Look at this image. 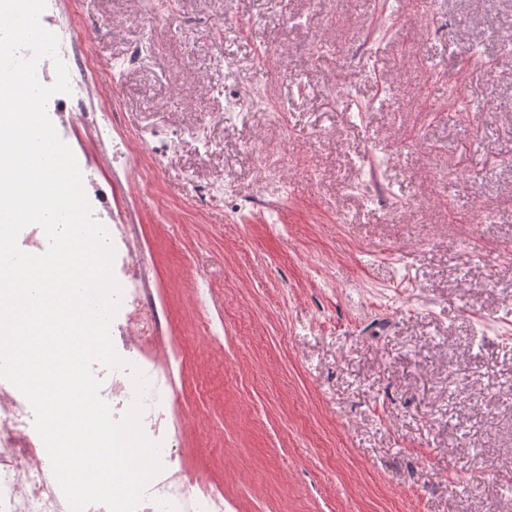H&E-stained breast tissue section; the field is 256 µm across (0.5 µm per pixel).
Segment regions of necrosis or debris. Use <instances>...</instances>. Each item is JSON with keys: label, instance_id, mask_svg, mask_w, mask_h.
Segmentation results:
<instances>
[{"label": "necrosis or debris", "instance_id": "1", "mask_svg": "<svg viewBox=\"0 0 512 512\" xmlns=\"http://www.w3.org/2000/svg\"><path fill=\"white\" fill-rule=\"evenodd\" d=\"M44 28L59 40L58 57L42 59L37 77L40 83L50 82L59 60L67 68L70 85L69 93L48 100L47 111L80 125L97 139L110 137V121L121 105L120 93L105 100L95 98L93 88L100 78L88 45L71 40L64 25L48 22ZM145 299V292L122 287L117 311L129 337L126 352L140 356L153 332L152 325L135 321L136 308ZM140 370L149 383L143 398L142 427L149 439L161 442L163 469L147 486L137 512H224L223 496L212 491L201 476L189 474L177 464L174 440L161 427L171 400L170 373L150 363L141 364ZM33 420L27 399L11 382L0 378V512H70L55 477L44 469L49 457Z\"/></svg>", "mask_w": 512, "mask_h": 512}]
</instances>
